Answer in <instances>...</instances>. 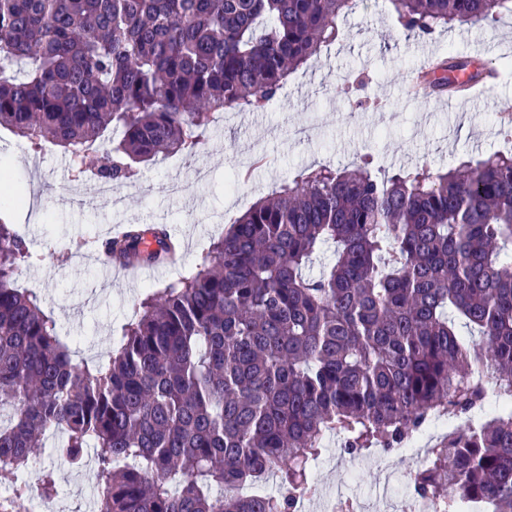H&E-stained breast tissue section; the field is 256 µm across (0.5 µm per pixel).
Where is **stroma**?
Instances as JSON below:
<instances>
[{"label":"stroma","mask_w":512,"mask_h":512,"mask_svg":"<svg viewBox=\"0 0 512 512\" xmlns=\"http://www.w3.org/2000/svg\"><path fill=\"white\" fill-rule=\"evenodd\" d=\"M339 36L318 66L290 76L277 100L262 112L225 114L204 135L203 147L177 161L164 160L139 168L127 187L124 211L81 206L59 187H76L69 159L61 148L34 153L10 130L0 128V178L26 198L27 207L0 209L40 260L21 266L18 285L36 294L57 322L60 338L77 359L96 364L115 348L134 302L148 289L159 288L195 267L213 239L229 227L230 218L245 212L258 198L302 168H342L360 154L372 153L377 167L390 173L419 165L446 168L467 158L501 150L498 115L512 106V74L476 100L457 105L415 103L401 92L404 73L418 68L426 56L453 51L462 56L512 60V16L497 22L453 27L432 41L406 36L386 0H361L356 11L338 24ZM361 78L354 93L342 90L346 79ZM372 99L377 109L363 112L356 103ZM264 156L253 168L239 196L225 188L246 160ZM187 186L173 197L162 187L172 180ZM116 224H165L182 242L177 264L158 278L103 280L97 263L85 252H68L72 238H100ZM68 252L65 262L55 259ZM59 440L48 437L42 461L58 475L61 512H85L87 497L76 471L55 453ZM417 462L405 450L366 455L347 451L339 436L328 437L314 469L320 488L342 489L346 498L365 501L383 491L380 474L390 469L407 477Z\"/></svg>","instance_id":"1"}]
</instances>
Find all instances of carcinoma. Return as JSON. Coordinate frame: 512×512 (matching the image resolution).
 Here are the masks:
<instances>
[{"label":"carcinoma","mask_w":512,"mask_h":512,"mask_svg":"<svg viewBox=\"0 0 512 512\" xmlns=\"http://www.w3.org/2000/svg\"><path fill=\"white\" fill-rule=\"evenodd\" d=\"M408 35L512 14V0H388ZM360 0H0V128L62 148L80 177L196 152L219 112H255L318 59ZM110 129L121 130L106 145ZM334 259L317 276L320 250ZM166 226L97 240L109 261L177 256ZM34 255L0 221V472L58 495L42 440L95 459V512H299L325 437L391 452L440 413L507 404L427 450L415 493L441 512H512V154L378 176L373 155L297 172L199 264L133 306L118 347L72 358L33 293ZM480 336L485 353L456 323ZM280 491L248 494L263 480Z\"/></svg>","instance_id":"cac0c4a2"}]
</instances>
